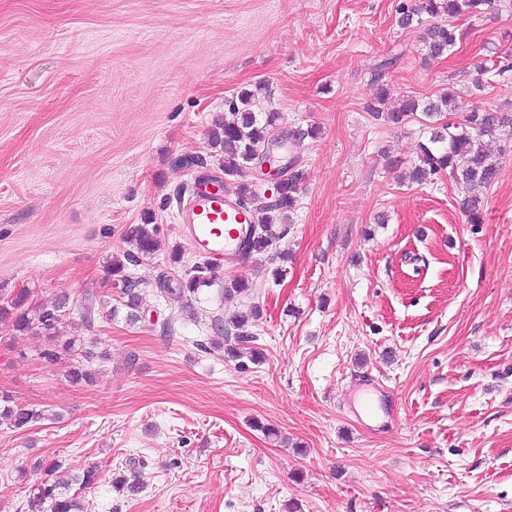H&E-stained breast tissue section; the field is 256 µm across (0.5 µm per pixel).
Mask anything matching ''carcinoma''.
Instances as JSON below:
<instances>
[{"label": "carcinoma", "mask_w": 512, "mask_h": 512, "mask_svg": "<svg viewBox=\"0 0 512 512\" xmlns=\"http://www.w3.org/2000/svg\"><path fill=\"white\" fill-rule=\"evenodd\" d=\"M500 2L420 0L410 7L401 3L397 7V23L403 29L413 26L424 28V56L433 60L452 55L462 39V33L455 25L441 23L437 17L442 14L450 18L492 14L499 11ZM474 71L473 87L477 91L483 90L486 76L512 80V62L506 60L491 64L480 61L474 65ZM386 95L387 90H380L377 103L367 106L373 119L397 125L417 120L430 129L428 141L420 145L418 161L409 170V181L422 185L448 174V178L463 190L459 207L469 223H482L481 192L490 187L498 175V163L489 142L497 133L512 128V110L505 112L498 107L489 108L481 112H467L459 123L445 122L444 114L461 111L460 103L451 92L427 101L408 96L397 108L385 112L378 103L384 101ZM277 120V112L257 105L255 92L244 91L224 100V115L217 117L210 129V147L220 155L226 187L242 201V206L258 214V223L250 225L244 246L239 250L243 262L269 252L286 234L290 214L298 205L300 186L305 179L302 169H292L288 179L271 198L260 196L253 183L241 179L257 151L273 138ZM123 243L127 249L122 256H116L110 262V276L114 281L131 280L126 274V267L159 251V229L150 221L133 224L125 231ZM210 278V266L205 262L195 268L194 274L176 281L162 274L157 284L160 293L189 305L200 288L210 283ZM69 302L70 296L63 293L50 306L32 304L26 293L13 294L0 288V319L11 321L12 330L16 332H37L54 340L67 315ZM119 304L126 309L127 321L139 320V289H133L119 300ZM259 319L260 309L253 307L249 313L231 318L227 327L224 320H218L216 331L224 336L228 357L235 360L244 357L257 359V350L249 343L254 336L251 327ZM73 356L74 343L71 341L44 352V357L50 361ZM42 419L43 411L15 405L9 395H0V420L9 422L11 427L23 429ZM102 481V471L93 463L80 475L36 483L27 497L28 512H84L73 486L80 490L91 489ZM109 482L113 490L125 497L137 495L140 489L136 480L123 474L111 477Z\"/></svg>", "instance_id": "carcinoma-1"}]
</instances>
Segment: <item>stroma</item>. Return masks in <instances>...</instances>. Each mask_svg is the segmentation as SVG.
<instances>
[{
    "instance_id": "1",
    "label": "stroma",
    "mask_w": 512,
    "mask_h": 512,
    "mask_svg": "<svg viewBox=\"0 0 512 512\" xmlns=\"http://www.w3.org/2000/svg\"><path fill=\"white\" fill-rule=\"evenodd\" d=\"M399 2L0 0V288L68 294L59 336L95 372L72 382L46 336L0 323V392L46 412L0 421V512H27L51 459L138 475L133 497L85 490L86 512H512V135L472 224L453 182L407 180L422 124L366 110L382 86L389 109L448 91L512 109V81L476 91L471 62L512 55V0L458 19L435 61ZM259 83L279 131L320 128L291 146L298 206L276 250L215 266L188 308L155 284L200 261L184 162L219 174L208 131ZM148 218L161 249L127 268L142 319L106 318L108 265ZM233 277L251 288L224 298ZM255 305L258 361L211 348L215 316ZM369 383L395 402L388 429L355 408Z\"/></svg>"
}]
</instances>
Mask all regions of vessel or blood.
I'll list each match as a JSON object with an SVG mask.
<instances>
[{
    "label": "vessel or blood",
    "mask_w": 512,
    "mask_h": 512,
    "mask_svg": "<svg viewBox=\"0 0 512 512\" xmlns=\"http://www.w3.org/2000/svg\"><path fill=\"white\" fill-rule=\"evenodd\" d=\"M251 214L227 194L199 186L181 213V230L192 249L208 259H232Z\"/></svg>",
    "instance_id": "obj_1"
}]
</instances>
